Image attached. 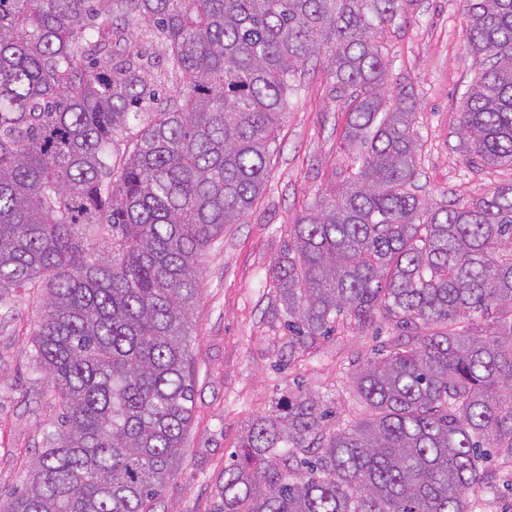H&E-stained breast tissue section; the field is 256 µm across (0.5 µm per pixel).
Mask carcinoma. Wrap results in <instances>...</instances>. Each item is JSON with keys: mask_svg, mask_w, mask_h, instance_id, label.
Listing matches in <instances>:
<instances>
[{"mask_svg": "<svg viewBox=\"0 0 512 512\" xmlns=\"http://www.w3.org/2000/svg\"><path fill=\"white\" fill-rule=\"evenodd\" d=\"M403 2L0 0V306L36 298L34 368L61 408L0 512H146L159 495L192 418L200 257L264 192L311 60L359 152L273 265L288 346L345 316L407 335L353 374L356 422L329 426L309 392L256 417L215 512H489L487 449L512 456V182L466 203L416 194L414 103H386L378 40ZM465 15L487 67L460 145L512 168V0ZM133 26L163 37V62ZM159 65L177 89L149 112ZM491 311L493 329L472 322Z\"/></svg>", "mask_w": 512, "mask_h": 512, "instance_id": "1", "label": "carcinoma"}]
</instances>
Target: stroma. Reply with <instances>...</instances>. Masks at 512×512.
Wrapping results in <instances>:
<instances>
[{
	"label": "stroma",
	"instance_id": "stroma-1",
	"mask_svg": "<svg viewBox=\"0 0 512 512\" xmlns=\"http://www.w3.org/2000/svg\"><path fill=\"white\" fill-rule=\"evenodd\" d=\"M463 0H408L380 37L393 91L412 94L422 197L467 201L512 181L511 169L468 164L459 145L462 96L481 65L465 44ZM323 67H309L289 98L270 148L264 193L243 223L228 225L201 258L202 285L189 328L193 412L183 456L147 512H215L224 469L245 431L298 390L332 403L337 423L363 417L354 372L399 330L379 319L337 323L307 350L288 347V317L272 278L291 227L339 183L353 154L344 145L348 107ZM36 302L26 291L0 307V499L22 490L47 446L59 406L34 371Z\"/></svg>",
	"mask_w": 512,
	"mask_h": 512
}]
</instances>
